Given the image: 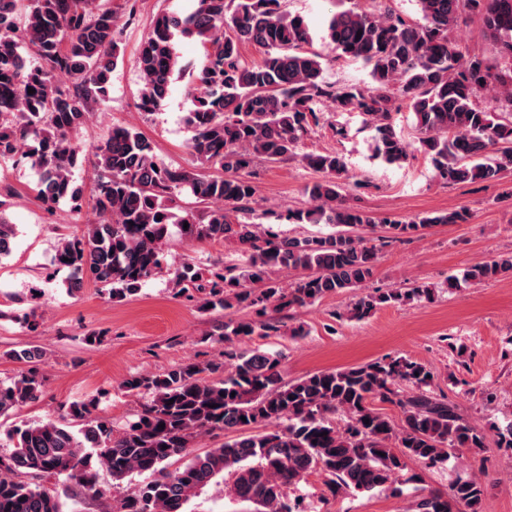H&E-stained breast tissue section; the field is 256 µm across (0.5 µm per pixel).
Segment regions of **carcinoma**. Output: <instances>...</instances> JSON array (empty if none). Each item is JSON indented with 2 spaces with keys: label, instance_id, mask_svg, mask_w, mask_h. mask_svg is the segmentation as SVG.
<instances>
[{
  "label": "carcinoma",
  "instance_id": "carcinoma-1",
  "mask_svg": "<svg viewBox=\"0 0 512 512\" xmlns=\"http://www.w3.org/2000/svg\"><path fill=\"white\" fill-rule=\"evenodd\" d=\"M128 2L0 0V157L30 164L49 209L61 201L77 213L85 206L72 177L80 162L72 134L108 96L112 70L123 58L118 26ZM417 2L419 20L410 23L369 10L361 0H336L328 36L338 56L369 69L371 83L364 87L326 81L321 57L304 49L311 40L307 24L286 13L284 0H195L186 14L155 18L137 55L143 80L138 106L162 109L174 76L185 71L175 39H201L205 52L185 121L193 131L190 150L207 172L163 164L142 133L112 128L92 153L95 219L82 234L59 238L53 262L70 271L71 289L93 281L122 300L161 272L172 227L191 242L232 239L240 261L208 269L201 309H247L254 317L219 326L224 352L215 359L125 379L123 389L147 398L120 432L96 413L93 399L70 402L58 420L9 427L13 447L0 454V512H64L60 497L39 481L64 476L100 496L101 470L112 477V512H187L191 499L220 479L226 496L255 505V512H304L288 488L313 472L329 476L333 494L394 492L412 461L433 467L464 448L474 454L487 448L484 433L434 393L433 371L420 362L384 358L290 381L282 356L240 349L247 337L280 335L271 308L288 312L369 287L380 249L362 230L383 228L385 244L468 218L462 209L406 220L355 207L343 194L345 158L323 152L303 156L322 173L304 189L309 206L273 218L331 224L335 231L283 236L271 223L245 221L258 193L257 160L296 157L320 103L359 113L376 132L375 155L389 164L410 155L394 125L406 105L415 150L430 158L445 185L492 183L512 170V0ZM473 13L497 41L493 60L462 52L453 37ZM244 44L262 49L261 59L243 62ZM30 55L37 65H28ZM60 74L70 83H59ZM490 90L498 92L494 109L477 103ZM13 239L0 200V259L11 254ZM282 270L300 276L285 286L274 278ZM511 270L512 259L483 261L466 270L464 281ZM201 278V269L184 260L173 272L176 294L188 293ZM403 299L430 301L433 291L424 285L376 289L339 318L360 321ZM41 357L35 347L11 353L25 369L0 381V417L43 395ZM376 401L397 407L399 420L376 409ZM223 433L234 438L189 455L197 439ZM176 457L184 462L171 471ZM144 473L152 480L125 486ZM485 493L479 478L460 477L421 496L414 512H482Z\"/></svg>",
  "mask_w": 512,
  "mask_h": 512
}]
</instances>
